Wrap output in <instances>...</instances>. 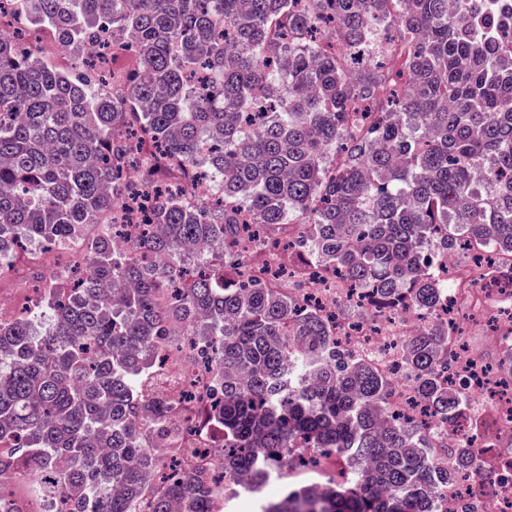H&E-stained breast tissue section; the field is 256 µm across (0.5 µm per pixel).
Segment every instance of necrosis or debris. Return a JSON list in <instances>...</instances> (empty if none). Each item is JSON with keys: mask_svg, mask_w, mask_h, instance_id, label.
<instances>
[{"mask_svg": "<svg viewBox=\"0 0 512 512\" xmlns=\"http://www.w3.org/2000/svg\"><path fill=\"white\" fill-rule=\"evenodd\" d=\"M149 139L138 136L131 145L141 167L164 171L168 183L182 189L188 200L213 192L191 169L168 155L149 152ZM493 287L478 288L462 272H455V288L447 300L429 312L413 307L373 312L361 321L334 317L336 302L352 298L353 290L342 276L328 267L306 272L307 288L299 294L301 305H313L331 314L330 326L337 345L391 375L394 384L387 414L415 419L423 414L415 384L403 368L402 354L418 330L435 324L448 325L447 375L454 391L466 395L469 408L450 423H429L437 451L435 461L447 465L445 445L466 448L468 471L449 481L437 498V512H512V349L500 348L497 361L478 355L473 334L481 328L497 335L512 325V261L498 263Z\"/></svg>", "mask_w": 512, "mask_h": 512, "instance_id": "obj_1", "label": "necrosis or debris"}]
</instances>
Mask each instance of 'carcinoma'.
<instances>
[{"label": "carcinoma", "instance_id": "carcinoma-1", "mask_svg": "<svg viewBox=\"0 0 512 512\" xmlns=\"http://www.w3.org/2000/svg\"><path fill=\"white\" fill-rule=\"evenodd\" d=\"M75 66L0 36V274L24 246L82 245L0 316V512H215L238 470L266 481L285 452L343 451L346 480L302 484L259 512H435L469 467L432 464L418 424L384 420L392 379L331 339L329 321L245 276L266 230L302 228L286 264L331 266L369 305L433 310L450 282L426 251L512 257V8L499 0H13ZM107 27L134 45L121 97L82 61ZM342 47L323 54L320 42ZM404 45L403 57L383 50ZM352 113L370 114L358 133ZM131 121L220 195L158 192L113 246ZM448 327L412 338L405 370L432 416L466 410L437 371ZM207 366L209 403L168 393L172 349ZM208 447L183 442L187 413ZM215 450L222 468L183 469ZM34 475L21 497L13 479Z\"/></svg>", "mask_w": 512, "mask_h": 512}]
</instances>
